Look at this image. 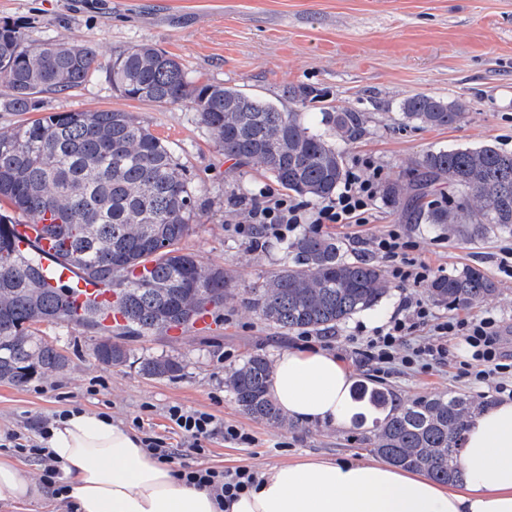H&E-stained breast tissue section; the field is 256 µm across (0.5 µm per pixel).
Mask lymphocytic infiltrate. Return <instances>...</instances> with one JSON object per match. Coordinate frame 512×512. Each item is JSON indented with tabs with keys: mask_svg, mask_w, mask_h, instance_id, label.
<instances>
[{
	"mask_svg": "<svg viewBox=\"0 0 512 512\" xmlns=\"http://www.w3.org/2000/svg\"><path fill=\"white\" fill-rule=\"evenodd\" d=\"M382 174L373 160L355 159L336 197L315 205L274 194L267 188L260 189L247 223L237 225L236 231L252 241L262 237L284 240L303 224L318 231L326 224L368 223ZM364 246L370 255L385 261L388 275L401 287H416L434 276L429 263L419 254V242L403 225H389L382 233L366 239ZM459 341L466 345L467 355L455 352L454 346ZM353 351L378 373L387 372L396 364L409 369L445 365L454 370L456 378L493 386L500 393H512V338L506 335L502 320L489 311L478 315L439 316L421 299L406 296L386 324L375 329L373 335L355 340ZM166 417L188 438L189 450L197 455L204 454L205 440L218 434L244 448L256 442L250 432L224 423L209 412L175 404L168 407ZM49 429L50 423L45 420L31 435L7 431L0 437V448L13 449L36 462L43 482L59 496L64 492L63 465L45 446ZM177 476L187 483L211 488L217 500L228 503L260 482L259 472L249 467L225 471L186 467Z\"/></svg>",
	"mask_w": 512,
	"mask_h": 512,
	"instance_id": "f902f5d3",
	"label": "lymphocytic infiltrate"
}]
</instances>
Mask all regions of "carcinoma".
Here are the masks:
<instances>
[{
	"label": "carcinoma",
	"instance_id": "1",
	"mask_svg": "<svg viewBox=\"0 0 512 512\" xmlns=\"http://www.w3.org/2000/svg\"><path fill=\"white\" fill-rule=\"evenodd\" d=\"M99 69L97 54L84 43L48 39L30 43L20 28L0 23V80L10 89L13 112L40 110L42 96L70 92ZM119 96L158 106L186 103L198 112L224 156L258 164L284 190L308 200L336 193L345 176L338 142L354 139L361 117L350 109L323 113L325 129H312L303 109L324 99L311 85L286 89L294 108L284 112L267 99L217 83L197 84L166 52L142 44L120 50L109 68ZM467 110L451 102L414 95L401 104L408 122L427 127L459 123ZM446 182L459 195L446 207L424 209L427 188ZM418 215L450 233L462 227L469 238L512 233V152L492 145L429 150L416 163ZM0 382L23 387L34 376L66 370L70 361L35 336L39 323L67 322V288H50L37 247L19 252L12 225L50 215L60 225L59 250L51 259L77 276L110 285L124 323L102 324L99 305L85 303L77 325L102 336L94 358L107 366L128 360L110 337H150L188 327L201 313L220 315L231 293L220 266H205L179 247L197 223L195 189L167 141L132 113L120 110L52 112L0 133ZM289 259L246 291L244 303L285 333L333 329L380 305L392 289L371 260H351L332 237L302 233L286 247ZM151 264L142 276L133 270ZM497 291L483 271L466 267L438 275L432 298L467 307ZM143 375L175 378L180 364L152 358ZM273 370L261 354L231 369L225 384L248 416L288 425L268 392ZM351 416L369 451L440 482L461 476L462 441L488 402L465 394L420 396L400 404L379 388L356 382Z\"/></svg>",
	"mask_w": 512,
	"mask_h": 512
}]
</instances>
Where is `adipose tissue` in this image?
<instances>
[{
    "instance_id": "obj_1",
    "label": "adipose tissue",
    "mask_w": 512,
    "mask_h": 512,
    "mask_svg": "<svg viewBox=\"0 0 512 512\" xmlns=\"http://www.w3.org/2000/svg\"><path fill=\"white\" fill-rule=\"evenodd\" d=\"M350 385L338 356L296 349L277 357L268 390L288 417L340 426ZM46 446L64 465L77 512H219L209 488L176 478L109 418L71 412L51 428ZM462 472L461 481L443 484L384 460H308L262 474L228 512H512V401L473 420ZM51 498L19 461L0 457V500Z\"/></svg>"
}]
</instances>
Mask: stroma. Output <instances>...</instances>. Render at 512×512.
Returning <instances> with one entry per match:
<instances>
[{
    "label": "stroma",
    "instance_id": "stroma-1",
    "mask_svg": "<svg viewBox=\"0 0 512 512\" xmlns=\"http://www.w3.org/2000/svg\"><path fill=\"white\" fill-rule=\"evenodd\" d=\"M21 27L29 41L66 39L91 45L102 65L91 81L67 94L42 98L43 112L122 110L133 113L165 139L196 191L198 222L182 248L205 265L223 267L232 292L224 314L202 330L181 337L125 338V365L97 362L99 335L67 323H40L37 335L70 360L67 370L35 377L17 388L0 382V434L21 430L78 408L108 413L113 423L145 427L169 436L165 414L178 404L212 413L257 438L243 448L215 435L207 451L173 460L182 464L231 470L249 466L263 472L306 459L367 460L371 454L358 429L330 424H300L288 429L245 415L225 385V375L253 354L276 359L305 345L345 352L350 336L371 335L396 311L404 291L393 287L382 304L328 331L282 333L244 305L242 297L286 259L284 242L269 240L253 247L231 227L246 222L255 194L273 187L261 167L226 158L197 112L189 105L156 106L117 96L106 65L115 50L153 45L181 62L202 83H221L268 99L284 88L311 84L323 88L322 103L312 104L307 119L320 127L322 108L358 112L363 129L353 141L340 143L345 164L371 158L383 170L370 224L329 228L348 258L362 257V238L389 224L408 225L430 264L447 274L476 267L494 277L496 294L473 305L512 323V281L497 277L501 248L512 235L490 233L464 240L425 224L413 212L416 160L428 150L474 148L493 144L512 151V0H0V22ZM426 94L466 102L462 121L447 128L402 123L399 106L410 96ZM169 357L182 370L174 379L142 375L139 363ZM352 379L381 386L398 402L448 391L495 401L487 385L454 378L447 367L430 371L396 366L378 378L361 361L351 362Z\"/></svg>",
    "mask_w": 512,
    "mask_h": 512
}]
</instances>
